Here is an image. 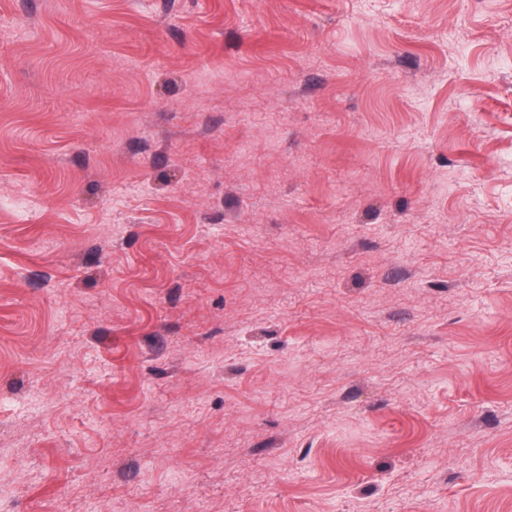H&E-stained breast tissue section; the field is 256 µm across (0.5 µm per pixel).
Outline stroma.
I'll use <instances>...</instances> for the list:
<instances>
[{
    "instance_id": "1",
    "label": "stroma",
    "mask_w": 512,
    "mask_h": 512,
    "mask_svg": "<svg viewBox=\"0 0 512 512\" xmlns=\"http://www.w3.org/2000/svg\"><path fill=\"white\" fill-rule=\"evenodd\" d=\"M0 512H512V0H0Z\"/></svg>"
}]
</instances>
